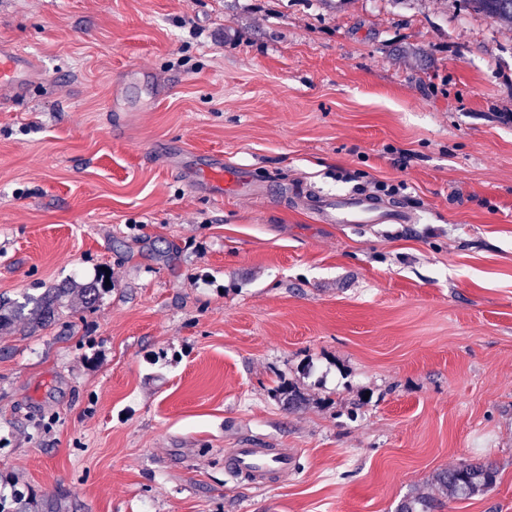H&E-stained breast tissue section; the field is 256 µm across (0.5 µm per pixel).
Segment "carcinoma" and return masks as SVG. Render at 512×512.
<instances>
[{
  "label": "carcinoma",
  "instance_id": "cac0c4a2",
  "mask_svg": "<svg viewBox=\"0 0 512 512\" xmlns=\"http://www.w3.org/2000/svg\"><path fill=\"white\" fill-rule=\"evenodd\" d=\"M470 10L491 18L505 27H512V0H466ZM106 290L100 277L83 283L73 282L67 288H49L39 297L16 302L10 306L0 304V330L9 329L15 322L28 320L29 323L49 327L57 323L64 312L63 299L75 295L84 303L94 305ZM30 316H25L26 308ZM492 468L463 462L457 467L438 472L434 483L440 496H414L400 503L396 512H441L445 500L469 497L488 489L494 482Z\"/></svg>",
  "mask_w": 512,
  "mask_h": 512
}]
</instances>
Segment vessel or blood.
Segmentation results:
<instances>
[{
    "mask_svg": "<svg viewBox=\"0 0 512 512\" xmlns=\"http://www.w3.org/2000/svg\"><path fill=\"white\" fill-rule=\"evenodd\" d=\"M44 65L38 57L10 41H0V101H20L30 89L43 84ZM198 184L228 196H252L256 185L237 170L210 157L198 173ZM300 201L323 224H411L414 214L401 203L388 202L367 193L321 195L303 193ZM224 468L257 487H273L296 470L294 451L273 448L257 439L226 449Z\"/></svg>",
    "mask_w": 512,
    "mask_h": 512,
    "instance_id": "b4317fda",
    "label": "vessel or blood"
}]
</instances>
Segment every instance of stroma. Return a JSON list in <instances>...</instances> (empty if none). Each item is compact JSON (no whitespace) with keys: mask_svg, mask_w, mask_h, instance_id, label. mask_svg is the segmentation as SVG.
Here are the masks:
<instances>
[{"mask_svg":"<svg viewBox=\"0 0 512 512\" xmlns=\"http://www.w3.org/2000/svg\"><path fill=\"white\" fill-rule=\"evenodd\" d=\"M2 38L48 74L0 108V300L112 287L0 331L1 495L396 512L470 461L495 483L443 512H512V28L465 0H0ZM212 154L264 194L197 190ZM381 183L416 223L291 200ZM247 438L296 473H226Z\"/></svg>","mask_w":512,"mask_h":512,"instance_id":"obj_1","label":"stroma"}]
</instances>
